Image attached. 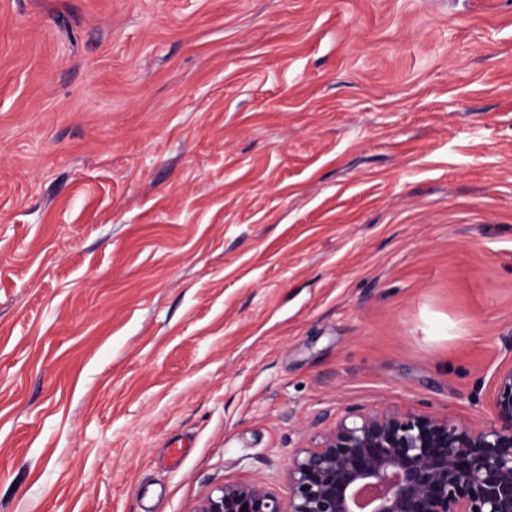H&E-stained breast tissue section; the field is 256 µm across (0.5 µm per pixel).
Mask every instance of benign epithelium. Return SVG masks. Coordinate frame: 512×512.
Masks as SVG:
<instances>
[{
	"mask_svg": "<svg viewBox=\"0 0 512 512\" xmlns=\"http://www.w3.org/2000/svg\"><path fill=\"white\" fill-rule=\"evenodd\" d=\"M493 421L351 409L285 467L287 498L231 481L195 512H512V360L493 376Z\"/></svg>",
	"mask_w": 512,
	"mask_h": 512,
	"instance_id": "obj_1",
	"label": "benign epithelium"
}]
</instances>
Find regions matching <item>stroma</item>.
Returning a JSON list of instances; mask_svg holds the SVG:
<instances>
[{"instance_id": "1", "label": "stroma", "mask_w": 512, "mask_h": 512, "mask_svg": "<svg viewBox=\"0 0 512 512\" xmlns=\"http://www.w3.org/2000/svg\"><path fill=\"white\" fill-rule=\"evenodd\" d=\"M510 360L512 0H0V512L282 492Z\"/></svg>"}]
</instances>
